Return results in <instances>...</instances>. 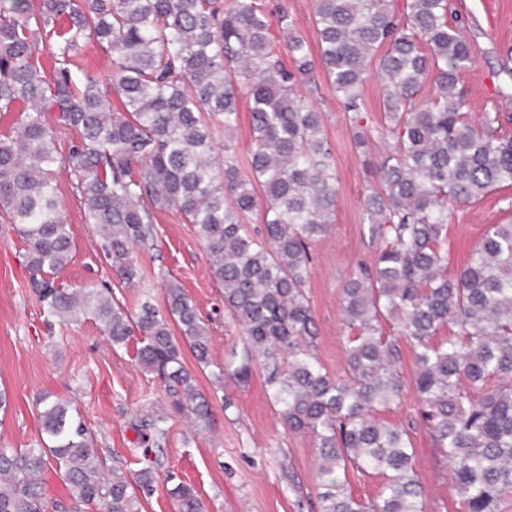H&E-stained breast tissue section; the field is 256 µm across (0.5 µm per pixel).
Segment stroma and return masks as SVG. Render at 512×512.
Wrapping results in <instances>:
<instances>
[{
	"label": "stroma",
	"instance_id": "1",
	"mask_svg": "<svg viewBox=\"0 0 512 512\" xmlns=\"http://www.w3.org/2000/svg\"><path fill=\"white\" fill-rule=\"evenodd\" d=\"M466 22L474 63L461 77L472 119L483 112L501 115L504 132L512 133V0H455ZM383 81L370 76L364 92L368 123L365 148H357L356 131L324 71H317L306 105L320 113L323 132L336 160L338 196L331 230L311 245L308 297L318 328L317 355L333 376L344 372L348 332L342 325L341 289L360 267L372 264L379 245L369 235L364 199L376 183L365 156L382 153L380 129ZM58 195L74 243L72 260L61 275L72 288L109 292L130 312H137L143 293L165 307V278L177 279L209 322L210 359L223 365L244 334L224 309V294L215 281L202 242L186 218L173 211L155 214L152 246L139 247L140 273L135 282L113 268L84 220L81 194L67 175L58 177ZM512 223V185L495 187L478 200L456 208L439 239L448 256L446 273L456 277L473 248L493 224ZM23 244L5 211L0 210V389L10 406L0 414V444L24 448L39 434L35 398L50 391L73 399L89 426L97 448L110 464L135 471L143 467L140 425L149 416L168 413L169 431L157 470L156 491L143 512H176L166 488L167 472L190 484L208 512H315L320 482L312 438L284 429L270 403L261 373L248 386L226 382L216 392L210 371L191 354L183 360L211 404L205 425L193 426L171 411L163 383L143 373L131 352L112 349L91 318L46 325L22 260ZM415 469L423 487L426 512H462L460 497L423 426L411 431Z\"/></svg>",
	"mask_w": 512,
	"mask_h": 512
}]
</instances>
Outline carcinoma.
<instances>
[{
    "instance_id": "cac0c4a2",
    "label": "carcinoma",
    "mask_w": 512,
    "mask_h": 512,
    "mask_svg": "<svg viewBox=\"0 0 512 512\" xmlns=\"http://www.w3.org/2000/svg\"><path fill=\"white\" fill-rule=\"evenodd\" d=\"M313 16L316 53L286 11L277 19L282 41L272 38L261 0L227 8L224 0H0V112L18 113L15 130L0 135V208L24 244L43 313L63 323L92 315L112 348L133 347L139 368L165 383L173 409L200 424L209 404L182 358L186 346L210 366L211 337L196 305L166 279V309L146 294L134 317L107 292L57 281L72 259L57 172L75 177L86 223L128 281L139 277L133 248L153 240L154 212L175 210L193 224L224 308L246 335L213 381L247 385L261 369L283 426L314 440L325 477L318 512H425L411 426L379 418L402 405L410 383L464 512H501L512 489V224L490 225L453 279L438 241L455 207L512 183V135L501 133L498 112L468 117L459 84L474 55L452 0H313ZM91 43L112 69L79 79L74 68ZM318 63L357 115L375 64L393 140L367 160L377 189L365 212L381 247L373 267L342 287L352 336L336 378L317 356L307 292L309 246L332 227L338 192L321 115L299 95ZM245 96L254 145L247 179L229 158ZM50 112L77 132L65 155ZM215 121L224 127V157ZM261 199L264 233L255 235L244 219ZM385 322L397 335H386ZM450 326L455 334L438 338ZM401 338L414 351L410 383ZM36 407L35 442L0 446V512L65 509L47 498V470L90 512H140L160 460L124 472L108 465L69 400L47 393ZM350 468L383 479L378 500L328 479ZM167 482L179 512H207L190 485L171 473Z\"/></svg>"
}]
</instances>
